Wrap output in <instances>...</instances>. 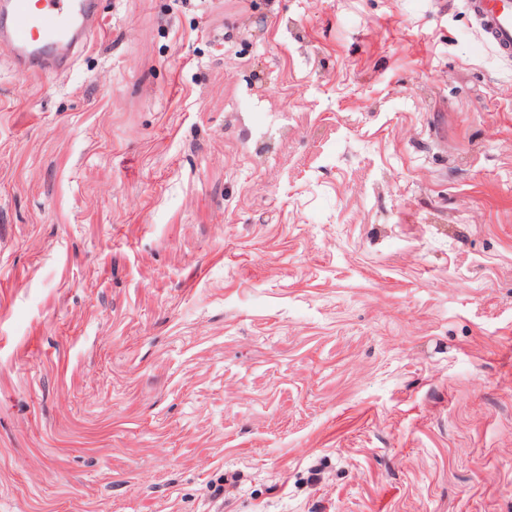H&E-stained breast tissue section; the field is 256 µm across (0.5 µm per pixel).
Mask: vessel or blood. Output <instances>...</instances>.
Segmentation results:
<instances>
[{
	"label": "vessel or blood",
	"mask_w": 512,
	"mask_h": 512,
	"mask_svg": "<svg viewBox=\"0 0 512 512\" xmlns=\"http://www.w3.org/2000/svg\"><path fill=\"white\" fill-rule=\"evenodd\" d=\"M485 41L512 56V0H467ZM102 25L100 0H0V49L21 76L64 74Z\"/></svg>",
	"instance_id": "vessel-or-blood-1"
}]
</instances>
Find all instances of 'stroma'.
Instances as JSON below:
<instances>
[{"label": "stroma", "instance_id": "35a3bbf8", "mask_svg": "<svg viewBox=\"0 0 512 512\" xmlns=\"http://www.w3.org/2000/svg\"><path fill=\"white\" fill-rule=\"evenodd\" d=\"M102 9L65 76L0 51V512H512V60L464 0Z\"/></svg>", "mask_w": 512, "mask_h": 512}]
</instances>
